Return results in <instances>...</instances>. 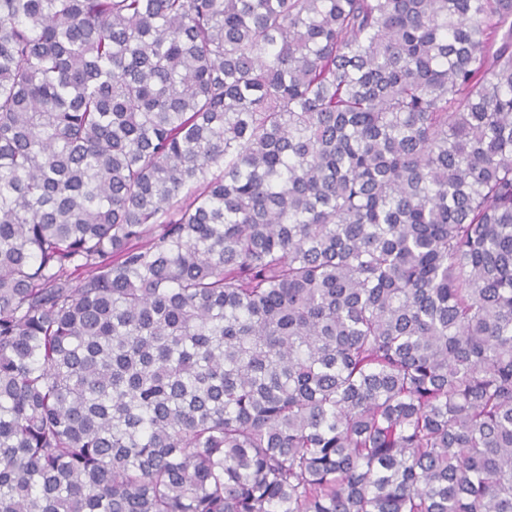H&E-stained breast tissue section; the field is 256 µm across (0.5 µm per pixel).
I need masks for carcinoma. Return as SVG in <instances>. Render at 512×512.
Masks as SVG:
<instances>
[{
    "instance_id": "cac0c4a2",
    "label": "carcinoma",
    "mask_w": 512,
    "mask_h": 512,
    "mask_svg": "<svg viewBox=\"0 0 512 512\" xmlns=\"http://www.w3.org/2000/svg\"><path fill=\"white\" fill-rule=\"evenodd\" d=\"M0 512H512V0H0Z\"/></svg>"
}]
</instances>
